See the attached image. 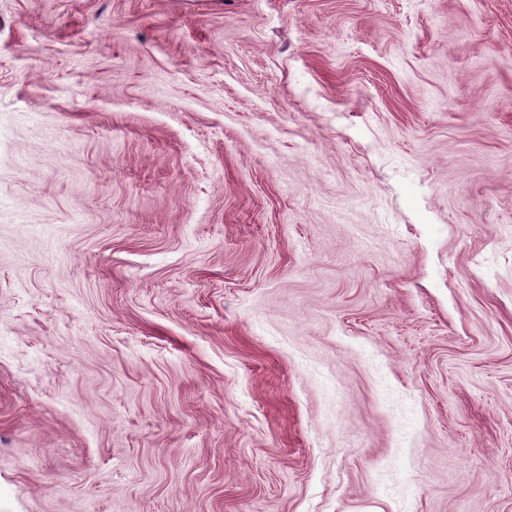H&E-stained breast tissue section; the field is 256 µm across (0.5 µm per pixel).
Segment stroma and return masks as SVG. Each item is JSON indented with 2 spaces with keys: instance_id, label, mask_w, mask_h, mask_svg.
Listing matches in <instances>:
<instances>
[{
  "instance_id": "1",
  "label": "stroma",
  "mask_w": 512,
  "mask_h": 512,
  "mask_svg": "<svg viewBox=\"0 0 512 512\" xmlns=\"http://www.w3.org/2000/svg\"><path fill=\"white\" fill-rule=\"evenodd\" d=\"M0 512H512V0H0Z\"/></svg>"
}]
</instances>
